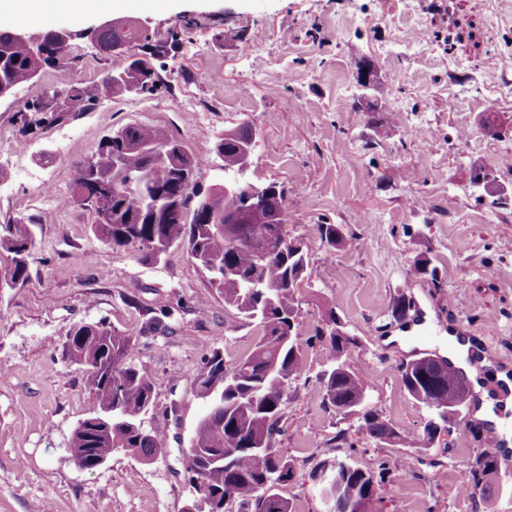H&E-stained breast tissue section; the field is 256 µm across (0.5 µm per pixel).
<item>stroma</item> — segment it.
<instances>
[{"instance_id":"stroma-1","label":"stroma","mask_w":512,"mask_h":512,"mask_svg":"<svg viewBox=\"0 0 512 512\" xmlns=\"http://www.w3.org/2000/svg\"><path fill=\"white\" fill-rule=\"evenodd\" d=\"M131 16L183 32L153 92L100 98L19 145V111L44 88L103 80L111 59L85 32L109 20L104 11L28 23L73 38L36 83L0 98V225L36 224L27 282L0 293V512H183L193 499L183 451L207 410L190 390L193 375L210 349L230 366L258 336L183 249L150 259L92 233L96 217L74 202V182L101 140L126 125L157 127L206 154L194 180L209 188L224 181L214 141L249 122L251 168L285 185L287 233L309 247L298 318L311 342L307 375L324 367L313 336L335 307L360 342L350 363L370 382L372 406L398 431L422 433L430 412L405 392L398 367L409 353L390 341L407 328L390 315L401 289L425 317L417 335L437 354L442 333L461 327L512 372V0H171ZM366 66L389 88L368 112L356 106ZM411 122L431 129L427 143L408 136ZM474 159L506 189L504 205L490 207L473 186ZM318 224L340 225L345 247L326 254ZM423 257L437 280L419 274ZM151 318L158 330L141 332ZM99 321L139 333L132 357L154 375L149 426L166 440L163 461L116 453L88 471L69 453L94 402L64 345L75 325ZM285 420L278 448L294 476L282 493L297 512H323L313 472L346 458L384 472L369 512H478L479 497L460 485L485 451L499 460L494 512H512V418L498 427L461 411L447 443L415 452L410 475L397 469L396 448L358 434L357 417L336 416L316 392L291 390ZM340 429L355 434L361 454L331 444Z\"/></svg>"}]
</instances>
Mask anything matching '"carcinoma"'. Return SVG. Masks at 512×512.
Segmentation results:
<instances>
[{
  "mask_svg": "<svg viewBox=\"0 0 512 512\" xmlns=\"http://www.w3.org/2000/svg\"><path fill=\"white\" fill-rule=\"evenodd\" d=\"M13 27H0V76L7 85L19 87L33 82L44 66L59 60L54 37L42 36L43 49L36 53L15 40ZM99 49L111 56V70L125 77L111 83L118 93L150 91L162 83L152 59L168 55L176 39L164 35L149 37L140 28L117 27L110 23L91 32ZM145 41L147 57L132 58L112 54L120 43ZM100 99V85L75 86L71 112L88 111ZM252 136L250 126L239 128L235 139L219 138L214 146L224 147V168L250 169V158L236 150V141ZM113 145L98 147L93 155L97 174L115 183L117 194L112 213L131 217L127 224H95L94 234L118 247H131L157 258V252L184 248L206 273L211 287L224 296V305L238 317L256 324L259 330L252 351L228 368L219 349L201 360L192 388L197 398L207 402L208 411L199 421L190 447L186 449L190 483L202 484L235 504L236 512H294L290 499L275 490L280 509L265 498V485L273 478L287 484L293 465L276 448L284 433V406L288 387L301 379L305 348L295 333L300 311V294L289 287L303 279L308 267V249L298 238L283 243L275 208L261 214L243 213L239 223H224V211L236 201L224 198V188L215 187L199 196L193 179L201 167L199 155L179 140L148 125H127L112 133ZM163 139L178 154L177 161L156 165L141 147ZM35 223L0 225V263L23 285L29 276V261L35 248ZM315 234L326 252L344 246L346 239L335 224H318ZM338 319L336 309L325 312L316 328V337L325 343L324 369L303 386L317 391L323 405L343 417L359 413V431L394 448H416L431 443L438 430L448 424V413L435 408L447 404L448 387L457 376L430 358L411 360L400 366L407 393L431 409L423 437L399 432L389 420L369 406L368 384L351 368L352 352L359 347L344 323L330 331L328 323ZM137 336L119 331L104 322L80 324L69 334L65 354L85 368L87 385L97 411L80 422L72 432L69 451L76 463L98 456L109 448H135L144 456L166 455L164 440L146 433L141 421L155 407V383L143 365L129 361ZM112 418L99 421L105 411ZM230 449L226 464H214L211 454ZM342 482L340 512L349 505L367 507L374 499L379 481L374 473L345 461L337 462ZM499 471L497 457L484 452L472 463L468 489L485 503L497 496L489 474Z\"/></svg>",
  "mask_w": 512,
  "mask_h": 512,
  "instance_id": "carcinoma-1",
  "label": "carcinoma"
}]
</instances>
